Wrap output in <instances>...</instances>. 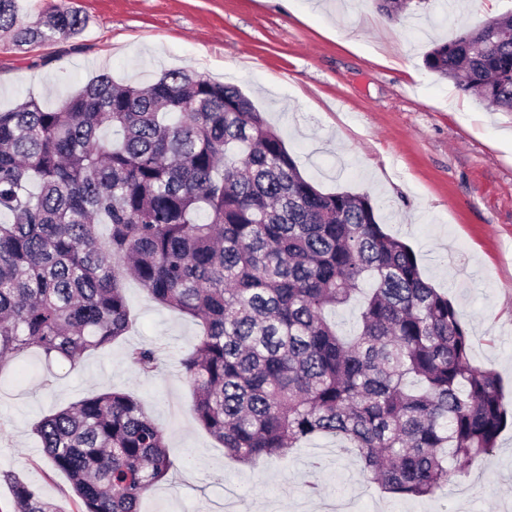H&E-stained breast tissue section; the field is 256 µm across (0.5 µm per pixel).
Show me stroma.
<instances>
[{"label":"stroma","instance_id":"stroma-1","mask_svg":"<svg viewBox=\"0 0 512 512\" xmlns=\"http://www.w3.org/2000/svg\"><path fill=\"white\" fill-rule=\"evenodd\" d=\"M67 2L72 39L15 47L0 37V109L53 108L91 79L150 83L187 69L238 86L323 191L368 194L386 232L414 251L424 279L461 311L476 365L495 371L512 407V113L492 110L423 66L433 42L512 10V0H430L390 19L372 0H17L31 23ZM128 332L77 365L31 352L0 369V512L13 478L61 512L83 505L32 432L46 415L108 389L141 399L174 462L143 512H512V427L488 465L458 464L445 495L408 498L366 482L359 459L316 437L283 458L245 465L196 420L179 360L201 328L126 281ZM133 346L158 349L143 376ZM321 462L308 487L312 462Z\"/></svg>","mask_w":512,"mask_h":512}]
</instances>
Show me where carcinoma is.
Wrapping results in <instances>:
<instances>
[{
	"mask_svg": "<svg viewBox=\"0 0 512 512\" xmlns=\"http://www.w3.org/2000/svg\"><path fill=\"white\" fill-rule=\"evenodd\" d=\"M389 17L427 0H374ZM63 5L32 24L0 0L18 46L72 38ZM512 112V11L423 56ZM203 328L180 365L197 421L243 464L332 436L384 491L434 497L448 460L484 466L512 424L503 383L473 364L459 310L366 194L324 193L242 91L188 70L140 88L106 75L55 108L0 111V367L35 349L74 366L126 334V280ZM351 337L330 313L357 297ZM142 374L158 351L126 353ZM83 512H140L173 468L141 400L109 389L34 427ZM15 512H61L12 481Z\"/></svg>",
	"mask_w": 512,
	"mask_h": 512,
	"instance_id": "1",
	"label": "carcinoma"
}]
</instances>
